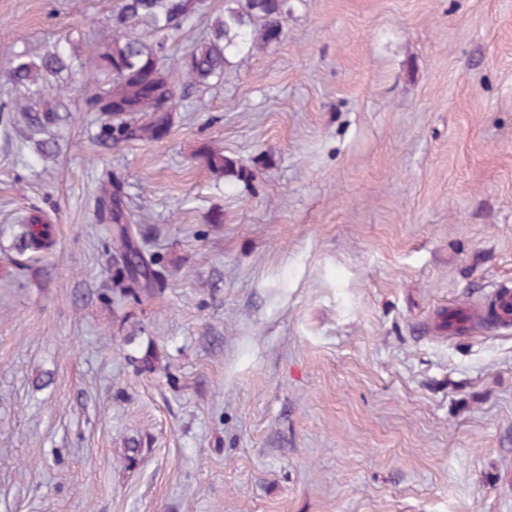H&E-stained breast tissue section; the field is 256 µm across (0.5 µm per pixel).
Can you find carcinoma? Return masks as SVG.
Instances as JSON below:
<instances>
[{"label":"carcinoma","instance_id":"obj_1","mask_svg":"<svg viewBox=\"0 0 512 512\" xmlns=\"http://www.w3.org/2000/svg\"><path fill=\"white\" fill-rule=\"evenodd\" d=\"M288 0H224V12L214 18L204 36L182 56L171 52L168 40L199 11V0H119L112 12L111 37L87 59L59 39L34 55L24 51L9 61L8 76L17 94L4 116V127L17 130L18 150L27 147L39 157L54 156L59 143L54 129L64 120L59 95L78 73L100 72L109 89L88 100L98 113L105 145L157 141L173 129L183 101L192 89L207 88L224 79L231 60L281 40L280 18ZM58 99L46 102L45 96ZM199 158L218 177L246 182L250 172L241 162L208 146ZM95 219L112 225L111 292L120 301L142 304L164 287L157 260L146 258L126 216L123 187L107 173L95 201ZM19 254L29 259L55 244L42 210L30 208L17 217Z\"/></svg>","mask_w":512,"mask_h":512}]
</instances>
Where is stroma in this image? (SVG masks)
<instances>
[{"label": "stroma", "mask_w": 512, "mask_h": 512, "mask_svg": "<svg viewBox=\"0 0 512 512\" xmlns=\"http://www.w3.org/2000/svg\"><path fill=\"white\" fill-rule=\"evenodd\" d=\"M117 3L0 0V105ZM288 4L163 140L104 149L81 74L55 158L0 132V512H512V328L437 325L512 281V0ZM106 170L170 273L143 305L107 289ZM198 156L219 178H223L224 174L236 177L237 180L242 182H248L250 178V172L247 171L244 164L225 156L221 150H214L205 146L199 151ZM16 220L19 228L16 243L20 255L29 252L27 260L38 259L35 254L52 249L55 244L52 227L41 209L29 208Z\"/></svg>", "instance_id": "1"}]
</instances>
